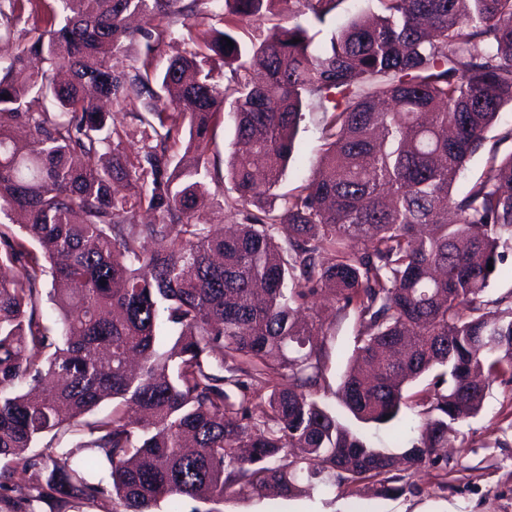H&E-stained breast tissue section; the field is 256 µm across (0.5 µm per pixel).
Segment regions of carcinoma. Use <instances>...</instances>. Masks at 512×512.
<instances>
[{
    "instance_id": "carcinoma-1",
    "label": "carcinoma",
    "mask_w": 512,
    "mask_h": 512,
    "mask_svg": "<svg viewBox=\"0 0 512 512\" xmlns=\"http://www.w3.org/2000/svg\"><path fill=\"white\" fill-rule=\"evenodd\" d=\"M287 1L0 0L6 22L45 23L0 62V213L29 215L0 224V267L13 270L0 272V512H151L268 487L389 496L400 463L447 469L436 450L448 431L478 415L489 382L512 379V302L487 295L488 266L512 250V152L455 189L512 107V0H379L375 22L352 16L324 48L308 26L344 0H303L260 44L241 45L238 25ZM213 7L227 27L187 28L192 50L163 73L153 60L166 27L129 69L110 65L137 35L128 17ZM223 67L261 79L224 88L213 77ZM89 85L122 107L166 100L136 113L135 157ZM308 107L322 113L319 154L276 210L255 161L273 188ZM227 115L242 222L222 235L201 209L221 182L207 151ZM17 124L37 148L14 139ZM185 124L191 156L177 160ZM143 209L157 220L139 223ZM326 291L358 321L356 365L334 391L341 407L366 423L390 424L411 404L424 416L400 457L323 400L314 305ZM423 375L428 387L406 400L403 386ZM255 379L267 389L257 418ZM106 400L112 408L86 420ZM18 476L32 491L23 500L9 495Z\"/></svg>"
}]
</instances>
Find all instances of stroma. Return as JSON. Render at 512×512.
<instances>
[{"label":"stroma","instance_id":"obj_1","mask_svg":"<svg viewBox=\"0 0 512 512\" xmlns=\"http://www.w3.org/2000/svg\"><path fill=\"white\" fill-rule=\"evenodd\" d=\"M380 8L379 0H343L326 23L309 26L308 34L315 46L327 45L336 25L352 13L371 16L378 14ZM511 126L512 108L507 107L498 124L487 133L482 148L468 162L459 188H466L482 175L492 153L512 151V140L501 137L504 129ZM321 129V113H307L296 138L298 150L282 181L271 189V199L277 201L282 195L300 193L320 144ZM317 310L327 333V376L330 385L335 386L354 350L357 320L353 314L337 312L330 295L318 299ZM420 420L414 408L405 410L396 426L364 424L349 415L344 418L353 430L395 455L404 452L410 429ZM444 453L447 470L426 466L418 473L404 474L400 491L390 497L376 496L363 486L352 495L339 491L295 498L272 491L261 495L245 492L221 502L185 500L175 504L165 500L153 512H512L511 381L498 379L490 383L483 410L449 432Z\"/></svg>","mask_w":512,"mask_h":512}]
</instances>
